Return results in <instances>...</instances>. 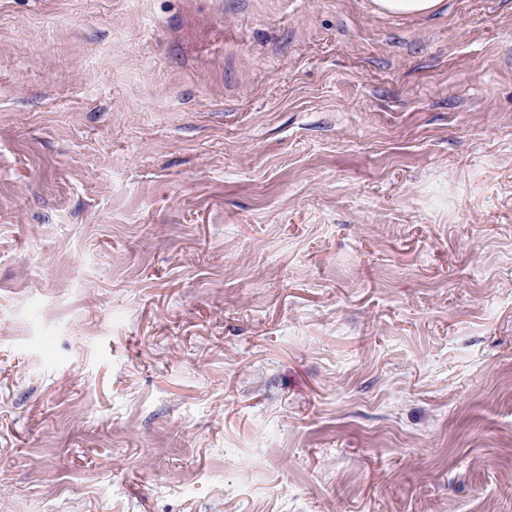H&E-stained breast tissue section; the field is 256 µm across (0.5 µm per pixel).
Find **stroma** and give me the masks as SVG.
Here are the masks:
<instances>
[{
    "label": "stroma",
    "mask_w": 512,
    "mask_h": 512,
    "mask_svg": "<svg viewBox=\"0 0 512 512\" xmlns=\"http://www.w3.org/2000/svg\"><path fill=\"white\" fill-rule=\"evenodd\" d=\"M0 0V512H512V0ZM372 12L378 16L425 18L440 12L444 0H372Z\"/></svg>",
    "instance_id": "obj_1"
}]
</instances>
